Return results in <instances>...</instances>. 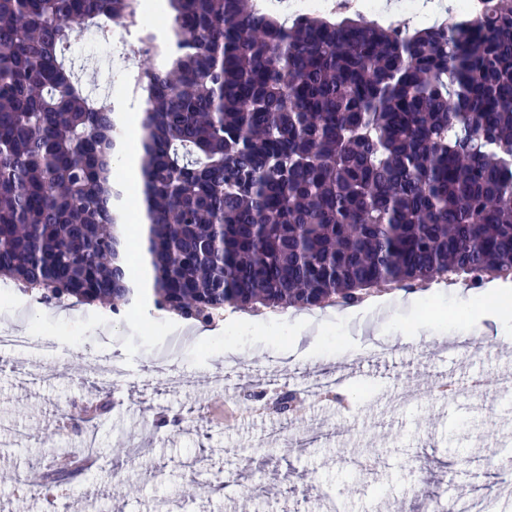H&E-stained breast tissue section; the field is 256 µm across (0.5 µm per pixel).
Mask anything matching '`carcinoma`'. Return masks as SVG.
<instances>
[{"instance_id": "1", "label": "carcinoma", "mask_w": 512, "mask_h": 512, "mask_svg": "<svg viewBox=\"0 0 512 512\" xmlns=\"http://www.w3.org/2000/svg\"><path fill=\"white\" fill-rule=\"evenodd\" d=\"M167 3L168 36L147 0H0V278L136 306L125 100L159 310L208 324L512 278V0L413 28ZM87 29L136 32L125 100L67 56Z\"/></svg>"}]
</instances>
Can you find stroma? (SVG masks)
<instances>
[{
	"instance_id": "stroma-1",
	"label": "stroma",
	"mask_w": 512,
	"mask_h": 512,
	"mask_svg": "<svg viewBox=\"0 0 512 512\" xmlns=\"http://www.w3.org/2000/svg\"><path fill=\"white\" fill-rule=\"evenodd\" d=\"M483 288L459 282L408 296L396 291L353 308L225 312L210 326L155 310L143 298L134 313L110 304L41 303L11 290L0 294V330L36 327L46 351L15 352L0 363V512H44L15 487L56 468L78 450L73 431H57L62 409L85 394L109 397L106 415L78 416L95 438L99 465L77 476L73 491L92 495L99 512H432L458 495L484 498L512 485V361L493 350L494 333L466 327L458 313ZM446 319V335L402 332ZM467 328L480 359L448 349ZM116 359L120 385L96 377L89 359ZM257 364L270 388L300 384L309 370L340 359L361 374L338 397H314L303 424L315 427L308 447H284L293 423L274 413L244 411L222 420L217 408L240 393L228 360ZM173 365L152 385L146 366ZM464 373L485 382L483 400L439 397L433 374ZM180 413V428H155L163 410ZM197 484H190L194 473Z\"/></svg>"
}]
</instances>
